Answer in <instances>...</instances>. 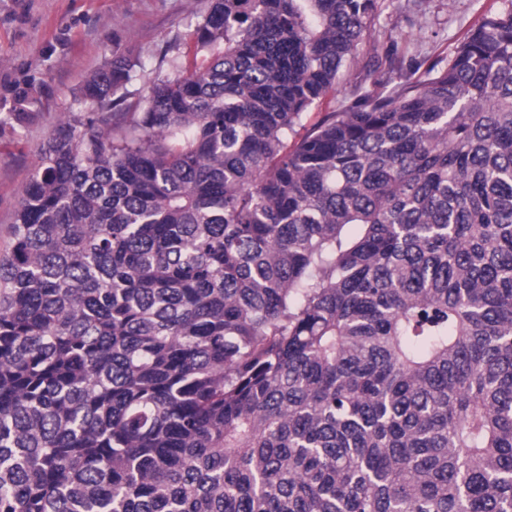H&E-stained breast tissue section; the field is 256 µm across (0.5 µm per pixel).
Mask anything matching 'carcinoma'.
<instances>
[{"mask_svg": "<svg viewBox=\"0 0 512 512\" xmlns=\"http://www.w3.org/2000/svg\"><path fill=\"white\" fill-rule=\"evenodd\" d=\"M503 2L293 143L378 0H209L127 124L58 119L0 253V512H512Z\"/></svg>", "mask_w": 512, "mask_h": 512, "instance_id": "1", "label": "carcinoma"}]
</instances>
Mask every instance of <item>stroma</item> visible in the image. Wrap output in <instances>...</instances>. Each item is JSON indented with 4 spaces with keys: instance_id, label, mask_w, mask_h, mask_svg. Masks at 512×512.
<instances>
[{
    "instance_id": "1",
    "label": "stroma",
    "mask_w": 512,
    "mask_h": 512,
    "mask_svg": "<svg viewBox=\"0 0 512 512\" xmlns=\"http://www.w3.org/2000/svg\"><path fill=\"white\" fill-rule=\"evenodd\" d=\"M494 2L382 0L370 47L381 57L395 49L429 64L450 56ZM207 7L208 0H0V253L10 246L14 213L60 114L92 110L125 124L170 73ZM116 49L136 62L128 95L119 108H91L82 95L84 82ZM368 61L364 55L347 68L335 91L311 108L310 121L371 88ZM24 89L33 118L19 125L12 113Z\"/></svg>"
}]
</instances>
